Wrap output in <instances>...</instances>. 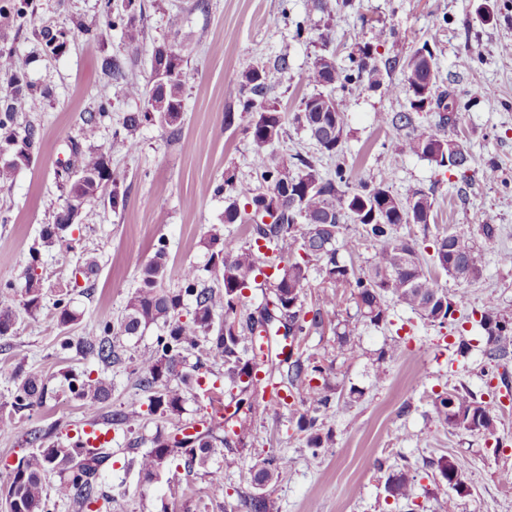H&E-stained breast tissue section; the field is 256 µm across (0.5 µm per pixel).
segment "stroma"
Listing matches in <instances>:
<instances>
[{"label":"stroma","instance_id":"stroma-1","mask_svg":"<svg viewBox=\"0 0 512 512\" xmlns=\"http://www.w3.org/2000/svg\"><path fill=\"white\" fill-rule=\"evenodd\" d=\"M105 2L30 0L27 27L5 31V47L28 60V81L49 88L51 95L23 101L16 122L37 132L33 161L11 185L0 186V289L12 285L7 301L16 313L13 332L0 336V483L32 450L10 429V421L63 439L88 419L82 402L67 389L66 373L84 371L111 382L102 414L147 409V395L136 386L132 370L135 357L154 345L158 327L123 338L120 361L108 366L76 346L123 314L158 241L167 245L173 287L184 266L207 261L211 229L252 241L250 225L225 223L224 196L217 191L230 173L237 183L256 182L259 163L247 132L250 117L238 112L226 93L252 62L269 67L266 98L278 102L285 117V132L273 146L276 157H313L326 176L344 167L355 186L379 180L392 167L398 133L379 125L377 115L405 111V95L390 91L402 82L400 71L381 72L378 86L347 96L348 136L340 155L322 154L292 122L301 99L316 91L306 81L315 54L328 49L338 65L348 66L355 42L372 40L384 29L388 38L379 48L382 57H403L425 44L433 49L439 86L452 93L461 115L446 134L470 157L468 186L417 157L392 167L396 173L390 183L399 197L420 189L435 199L433 224H402L398 232L416 239L431 278L449 291L464 290L466 305L457 325L430 326L394 305L390 325L360 328L355 353L344 358L336 355L332 326L303 336L304 354L332 359L326 379L338 396L348 397L354 388L361 392L351 407L327 416L335 441L318 456H311L296 426L303 405L274 409L272 390L262 384L242 445L218 447L205 469L172 467L145 480L134 459L149 449V442L140 431L113 430V455L104 466L102 488L124 492L121 512H244L242 497L254 490L253 465L284 455L288 468L272 483L280 512H440L450 494L437 462L450 457L464 482L462 494L454 496L456 512H512V486L499 478L512 469V361L501 366L483 355L484 333L475 317L491 296L504 314L512 313V265L499 260L501 252H512V55L503 51L512 44V0H350L328 17L312 0H137L144 39L140 52L130 56L120 29L105 23ZM174 16L180 19L175 29L170 26ZM78 20L89 27V35L70 40L60 53L42 52L35 28L49 23L67 30ZM300 22L308 31L299 38L295 26ZM164 42L188 58L177 132L141 126L139 149L112 157L113 167L128 174L118 205H87L63 243L39 248L38 258H31L43 226L52 223L61 203L55 172L67 158L66 141L80 135L84 112L102 108L108 114L93 142L100 148L108 146L126 114L143 107L142 100L113 97L103 58L125 57L128 74L144 84L152 50ZM282 56L288 60L284 73L275 69ZM478 87L483 90L479 96L474 93ZM228 112L234 115L229 125L224 122ZM490 168L495 178H486ZM486 219L498 225L499 233L478 243L482 276L459 285L434 266L433 240L448 225L475 228ZM88 260L97 263L93 274L75 277L76 265ZM33 261L44 275L46 297L31 313L23 307L20 290ZM65 286L73 289L80 318L64 329L57 324L54 300ZM461 335L472 344L464 357L456 346ZM65 340L70 343L66 350L60 347ZM16 363L23 373L48 379L50 389L41 406L19 413L11 406L17 380L9 367ZM460 385L491 403L494 434L455 429L438 416L434 398ZM214 470L221 472V483L213 482ZM400 470L412 479L407 500L385 491L389 474Z\"/></svg>","mask_w":512,"mask_h":512}]
</instances>
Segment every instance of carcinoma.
<instances>
[{
	"instance_id": "cac0c4a2",
	"label": "carcinoma",
	"mask_w": 512,
	"mask_h": 512,
	"mask_svg": "<svg viewBox=\"0 0 512 512\" xmlns=\"http://www.w3.org/2000/svg\"><path fill=\"white\" fill-rule=\"evenodd\" d=\"M110 24L124 30V50L135 55L140 51L143 32L136 15L121 7L112 11ZM89 34L79 24L69 30L45 27L38 39L45 49L56 54L63 50L76 33ZM386 40L382 34L377 44L365 43L351 55V66L336 65L331 54L316 56L308 71L307 80L316 86L339 88L352 93L362 86L363 78L369 84L377 83V46ZM388 70L400 68L403 82L391 87L396 95L405 94L409 109L405 112L381 113L379 122L404 132L393 156L392 168L378 182L358 188L349 186V177L343 169L336 176L325 177L314 161L296 155L294 161L278 160L272 147L283 134L282 112L273 104H257L255 97L267 90V73L259 62H254L243 73L240 85L230 88L229 97L235 99L241 111L251 115L247 131L253 154L262 161L257 185L236 186L234 175L224 183L234 187L235 194L225 198L224 223L249 224L253 242L240 244L236 239L218 232L209 236L210 256L206 265L189 264L183 268L179 285L166 284L168 251L166 242L158 241L153 256L142 266L138 286L130 297L124 314L115 322L106 323L100 333L85 336L78 344L82 352L92 353L100 362L110 365L117 361V341L124 336H137L151 326L162 327L155 345L137 359L136 385L149 393L148 413L137 408L116 412L108 421L114 426L143 429L149 417H155L156 431L151 437V448L137 460L139 472L147 481L153 480L179 458L191 468L203 466L219 442L226 448L234 444L233 437H241L248 430V418L253 407L255 381L252 372L258 353L255 335L268 327L276 333L282 322H288V333L296 341L311 328L332 323L328 316L339 315L344 302L343 292L350 290L356 311L336 323L337 350L343 352L353 344L358 326L387 325L390 304L401 305L421 320L444 325L455 321L454 315L465 304V294L448 292L431 279L424 269V261L415 239L398 234L401 224L428 226L434 219V198L416 190L401 198L389 186L394 168L406 156H416L466 178L469 156L445 136V128L457 124L458 113L448 102L449 93L439 90L438 67L433 51L423 44L402 60L388 59ZM103 70L109 78L113 97L143 100V110L131 112L123 120L124 132L114 131L107 150L83 149L81 143L70 142L71 160L56 172L58 187L64 203L54 215L53 223L46 224L41 242L51 247L63 238L71 227L68 201L81 205L96 201L110 187L109 200L117 205L120 187L126 182L125 171L112 167L111 156L133 153L138 142L133 131L144 123L170 129L182 120L183 94L186 81L175 79L157 88L141 85L126 73L116 57L103 61ZM0 73L10 77V88L0 94V132L4 133L3 152L8 158L0 161V185L12 182L16 172L32 160L36 140L33 126L24 133L15 130V112L27 97L48 95L26 80V60L10 50L0 52ZM422 112L438 113L435 127L416 123ZM104 113L88 112L83 117L82 139L96 138ZM294 121L322 153L329 156L341 150L345 124L343 99L322 92L302 100ZM244 197L251 210L240 208L239 197ZM361 226L363 237L378 244L368 261V268L356 272L353 266L339 256L338 240L347 221ZM498 227L487 221L474 230L465 225H454L436 236L432 259L441 270L459 283H471L482 273L481 254L474 236L486 240L496 237ZM272 251L268 257L262 249ZM274 263L273 281H264L272 294L270 303L258 310L269 313L274 306L280 320L271 317L255 319L253 313H243V290L257 282L263 267ZM25 277L23 306L33 312L41 309L44 300L43 280L34 273ZM316 272L321 289L311 311L304 307L305 288L310 274ZM193 303L189 317L182 318L185 300ZM70 294L61 293L54 302L57 320L67 326L77 320L71 307ZM311 319H306L308 313ZM16 314L11 306L0 303V336L12 332ZM479 325L484 331L483 354L490 360L512 358V317L501 313L497 300L489 298L481 312ZM216 354L224 359V383L238 390L235 422L223 429L222 435L208 427L203 432L185 433L181 413L186 394L200 387L203 358ZM287 365L288 391H294L307 407V413L298 417L296 425L306 435V447L313 451L327 448L332 440L330 430L323 428L322 416L335 410L333 392L328 383H317L324 378L323 361L312 356L292 353L284 359L271 361L274 372ZM69 392L83 401L90 414H97L99 405L112 394V385L104 379H93L86 373L66 376ZM48 394L47 383L35 374L18 384L13 393V408L20 412L43 404ZM437 414L448 425L473 433L493 434L495 414L492 407L478 399L470 390L454 387L434 400ZM26 443L33 446L10 472L6 485L0 486V500L7 512H51L57 503H65L72 512H89L91 505L102 502L100 512H114L121 496L105 494L99 489L102 467L112 458V452L84 445L79 439L46 441V435L25 432ZM441 476L456 493L464 490L459 471L453 460L437 462ZM253 483L269 485L288 469V458L269 456L254 466ZM385 490L397 499L411 495V485L405 474L388 478ZM246 512H278L279 506L271 490L257 492L244 499Z\"/></svg>"
}]
</instances>
